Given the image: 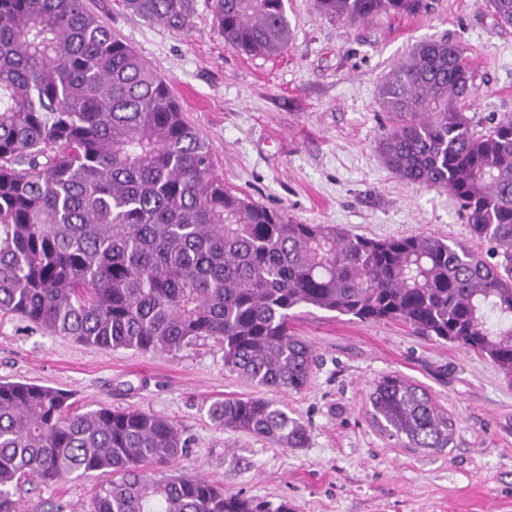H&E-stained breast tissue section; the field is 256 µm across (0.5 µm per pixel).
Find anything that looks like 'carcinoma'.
<instances>
[{"label": "carcinoma", "instance_id": "carcinoma-1", "mask_svg": "<svg viewBox=\"0 0 512 512\" xmlns=\"http://www.w3.org/2000/svg\"><path fill=\"white\" fill-rule=\"evenodd\" d=\"M150 23L188 29L195 0H123ZM364 24L414 16L428 0H315ZM512 26V0H486ZM224 44L254 56L293 39L284 0H213ZM467 49L422 42L379 85L393 124L383 159L404 183L445 190L471 236L503 260L433 235L377 239L305 224L214 173L213 151L169 81L85 0H0V312L113 349L176 353L200 339L224 367L299 392L314 351L289 323L309 307L396 321L473 351L512 381V117L477 133ZM372 419L405 448L442 449L457 421L416 384L376 381ZM71 394L0 381V512H20L30 478L109 472L90 512H292L196 475L157 476L182 453L179 429L140 410H71ZM219 426L303 448L305 425L262 397L216 401Z\"/></svg>", "mask_w": 512, "mask_h": 512}]
</instances>
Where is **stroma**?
<instances>
[{"label": "stroma", "mask_w": 512, "mask_h": 512, "mask_svg": "<svg viewBox=\"0 0 512 512\" xmlns=\"http://www.w3.org/2000/svg\"><path fill=\"white\" fill-rule=\"evenodd\" d=\"M417 16L365 26L319 15L313 0H285L294 38L276 57L225 47L211 0H196L192 26L173 31L121 0L87 6L171 83L186 120L210 142L216 173L254 201L307 224H338L373 238L433 234L490 262L447 192L401 182L378 150L389 119L381 81L418 43L465 47L478 97L475 130L512 115V27L485 0H431ZM293 332L316 356L301 392L253 386L224 366L210 339L177 353L84 345L0 315V380L72 393L77 411L100 406L163 416L185 443L170 473L192 472L238 494L295 512H512V385L486 359L413 335L397 322H359L299 309ZM398 375L424 388L457 421L441 451L405 448L371 422L366 394ZM267 397L308 429L302 448H280L218 426L212 402ZM107 474L64 484L24 483L22 512H88Z\"/></svg>", "instance_id": "35a3bbf8"}]
</instances>
